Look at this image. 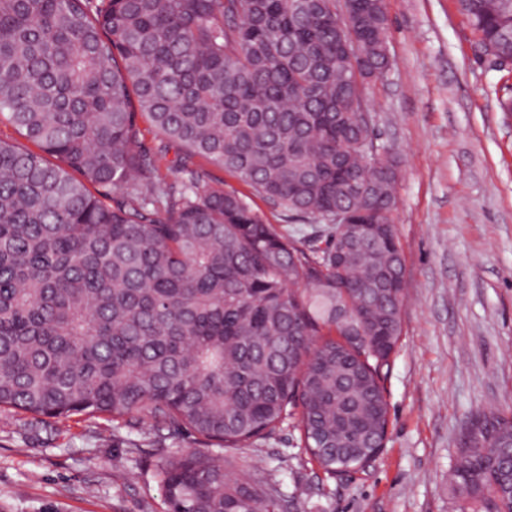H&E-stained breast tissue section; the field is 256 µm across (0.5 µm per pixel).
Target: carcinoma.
I'll return each mask as SVG.
<instances>
[{
  "label": "carcinoma",
  "mask_w": 512,
  "mask_h": 512,
  "mask_svg": "<svg viewBox=\"0 0 512 512\" xmlns=\"http://www.w3.org/2000/svg\"><path fill=\"white\" fill-rule=\"evenodd\" d=\"M512 59V0H457ZM385 0H0V409L137 413L203 448L161 462L168 512H282L221 450L292 420L339 477L374 461L403 334L401 160L360 112L391 70ZM161 136L140 148L138 118ZM323 228L161 173L169 143ZM512 414L476 416L461 512H512Z\"/></svg>",
  "instance_id": "obj_1"
}]
</instances>
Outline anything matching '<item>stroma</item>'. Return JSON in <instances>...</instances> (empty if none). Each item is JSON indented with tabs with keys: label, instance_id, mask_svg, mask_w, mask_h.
Returning <instances> with one entry per match:
<instances>
[{
	"label": "stroma",
	"instance_id": "1",
	"mask_svg": "<svg viewBox=\"0 0 512 512\" xmlns=\"http://www.w3.org/2000/svg\"><path fill=\"white\" fill-rule=\"evenodd\" d=\"M393 66L366 90L373 131L401 161L393 215L406 259L403 335L384 386L389 424L369 467L329 478L285 426L224 451L231 472L273 479L287 512H455L448 480L472 413L512 411V71L480 55L456 0H386ZM166 179L232 188L263 219L305 242L252 189L201 159ZM190 435L74 416L37 422L0 411V512H168L166 456Z\"/></svg>",
	"mask_w": 512,
	"mask_h": 512
}]
</instances>
